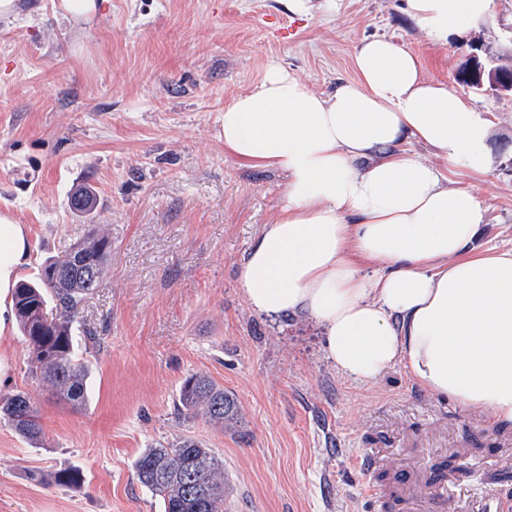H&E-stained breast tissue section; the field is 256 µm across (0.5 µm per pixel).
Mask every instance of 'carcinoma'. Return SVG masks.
Returning a JSON list of instances; mask_svg holds the SVG:
<instances>
[{
  "mask_svg": "<svg viewBox=\"0 0 512 512\" xmlns=\"http://www.w3.org/2000/svg\"><path fill=\"white\" fill-rule=\"evenodd\" d=\"M70 205L80 214H90L97 197L90 188L80 187L71 194ZM111 253L110 240L93 224L64 254L45 258L36 280L20 281L11 293L32 371L53 397L75 408L87 405L92 366L78 356L74 332L83 303L99 288ZM178 407L184 416L202 417L221 429L235 425L239 415L235 398L202 373L184 379ZM0 423L31 445L45 442L39 411L24 392L0 395ZM133 468L163 512H224V463L194 436L143 449ZM49 481L75 490L82 484L79 473L68 468L53 472Z\"/></svg>",
  "mask_w": 512,
  "mask_h": 512,
  "instance_id": "carcinoma-1",
  "label": "carcinoma"
}]
</instances>
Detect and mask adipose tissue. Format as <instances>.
<instances>
[{"mask_svg":"<svg viewBox=\"0 0 512 512\" xmlns=\"http://www.w3.org/2000/svg\"><path fill=\"white\" fill-rule=\"evenodd\" d=\"M414 27L444 41L485 21L493 0H402ZM356 76L317 94L269 64L224 107V150L286 178V202L247 251L240 285L268 316L307 313L344 376L401 365L432 395L512 421V248L476 247L485 210L407 146L432 147L474 175L492 164L490 125L417 57L377 37ZM29 257L23 225L0 218V325Z\"/></svg>","mask_w":512,"mask_h":512,"instance_id":"obj_1","label":"adipose tissue"}]
</instances>
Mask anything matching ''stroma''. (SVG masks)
Masks as SVG:
<instances>
[{
  "label": "stroma",
  "mask_w": 512,
  "mask_h": 512,
  "mask_svg": "<svg viewBox=\"0 0 512 512\" xmlns=\"http://www.w3.org/2000/svg\"><path fill=\"white\" fill-rule=\"evenodd\" d=\"M60 0H15L0 18V215L25 225L19 272L63 254L102 225L112 256L84 307L103 346L91 354L87 407L51 397L30 371L15 322L0 330V393H27L46 445L0 424V512H160L133 463L155 442L192 435L224 463L227 512H374L364 451L419 468L461 466L478 496L496 485L512 502V424L440 399L402 366L373 383L328 360L306 314L269 317L245 302L242 259L285 202L276 171L224 150V107L275 61L326 94L355 76L358 46L387 37L415 54L420 75L447 83L490 124L489 171L449 167V187L473 188L486 209L482 247H512V99L459 88L470 37L492 50L512 40V0H494L471 33L436 42L402 13V0H106L90 21L62 17ZM88 186V216L69 196ZM204 373L237 398L220 430L177 411L179 388ZM78 469L81 489L30 478Z\"/></svg>",
  "instance_id": "stroma-1"
}]
</instances>
